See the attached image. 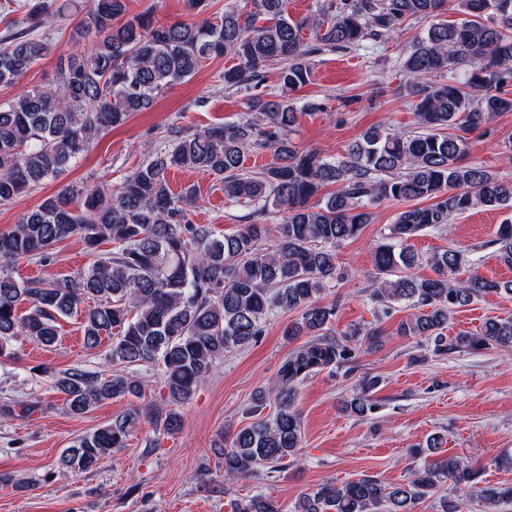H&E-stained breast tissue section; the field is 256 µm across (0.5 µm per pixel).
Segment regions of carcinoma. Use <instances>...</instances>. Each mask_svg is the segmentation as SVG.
Instances as JSON below:
<instances>
[{
    "instance_id": "cac0c4a2",
    "label": "carcinoma",
    "mask_w": 512,
    "mask_h": 512,
    "mask_svg": "<svg viewBox=\"0 0 512 512\" xmlns=\"http://www.w3.org/2000/svg\"><path fill=\"white\" fill-rule=\"evenodd\" d=\"M447 0H323L316 13L294 20L287 0H252L243 14L224 10L218 20L154 22L151 13L130 18L127 0H91L74 27L70 48L59 53L55 78L0 105V205L9 204L77 162L104 131L132 113L150 109L159 95L196 74L212 57L237 64L224 70V85L245 90L246 113L229 126L187 132L167 130L162 145L117 187L71 186L46 198L0 233V358L15 357L24 336L45 347L60 335V320L83 309L84 346L106 337L109 373L70 369L53 376L67 410L82 415L115 398L141 399L142 380L130 366L159 369L165 405L152 403L80 436L65 449L60 466L83 473L125 446L140 419L173 435L183 422L179 408L211 373L217 359L251 344L278 310L300 311L288 335L311 339L288 353L272 383L257 393L254 412L274 402L275 413L241 429L219 445L224 478L242 479L261 467L285 468L302 444L296 386L327 367L355 357L348 337H332L336 304L317 299L342 278L336 248L370 223L367 207L382 200L424 201L399 212L386 242L377 246L367 288L387 315L403 303L419 313L401 321L397 335L434 339L440 348L451 316L477 298L512 296V281L476 274L458 276L472 264L469 252L450 247L423 258L408 241L432 228L451 232L452 222L477 208L512 207V183L481 165L468 164L469 135L512 112V0H457L462 18L440 19ZM72 4L31 0L18 31L0 39V85L11 86L56 46L31 30L63 19ZM432 18L425 36L401 62L414 103L415 127L368 130L346 156L327 159L294 149L298 112L290 94L310 83L314 57L326 51L367 48L405 23ZM310 31V38L303 31ZM281 64L278 91H262L267 68ZM461 71L464 80L437 78ZM271 146L273 161L250 173V151ZM187 168L214 175L224 197L254 205L253 220L221 236L194 224L188 210L198 201L193 187L173 193L167 173ZM337 190L311 203L324 188ZM283 213L271 250L259 217ZM79 237L92 264L73 278L17 280L9 263L54 261L56 244ZM103 244L112 251L98 253ZM498 257L512 266V223L493 240ZM435 276L418 279L420 261ZM27 306L20 311L21 306ZM448 351L512 348V319L490 318L477 334H460ZM379 379L364 376L343 402L344 411L366 417L375 409ZM481 469L448 456L411 471L404 483L363 475L342 485L321 483L299 499L295 512H414L419 501L445 485L454 496L441 512H473L512 502V486H483ZM232 512H282L273 499L254 495L232 503Z\"/></svg>"
}]
</instances>
